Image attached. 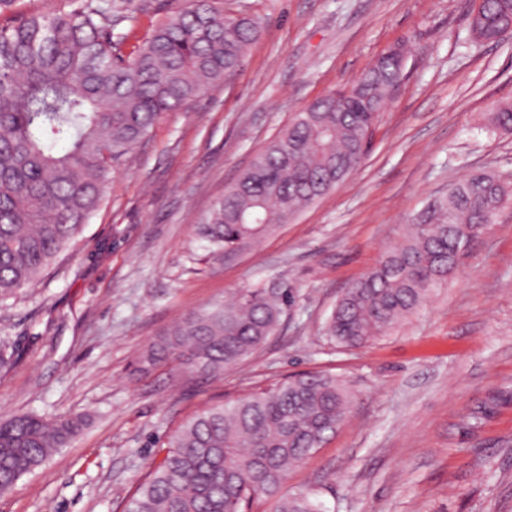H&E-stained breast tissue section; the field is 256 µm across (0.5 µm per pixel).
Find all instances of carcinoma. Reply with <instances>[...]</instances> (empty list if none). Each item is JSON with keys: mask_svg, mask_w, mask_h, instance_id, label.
I'll use <instances>...</instances> for the list:
<instances>
[{"mask_svg": "<svg viewBox=\"0 0 512 512\" xmlns=\"http://www.w3.org/2000/svg\"><path fill=\"white\" fill-rule=\"evenodd\" d=\"M123 21L112 0H80L70 11L0 23V296L40 277L98 209L114 164L168 113L233 77L260 30L212 0H191L127 55L113 34ZM511 26L512 0H483L470 22L478 43ZM402 73L399 55L381 57L350 90L295 113L257 149L197 225L210 260L271 234L356 171ZM487 129L512 131V100L495 105ZM58 142L65 148L55 152ZM510 197L512 185L492 172L449 185L345 288L325 334L348 348L387 335L447 282L457 249ZM290 303L286 288H242L191 312L139 364L178 358L220 375L276 334ZM353 402L342 380L309 372L209 407L169 438L124 512H248L254 499L274 497L275 512H319L305 494L278 493L290 470L336 433ZM80 425L79 418L29 414L1 419L0 494L46 463Z\"/></svg>", "mask_w": 512, "mask_h": 512, "instance_id": "carcinoma-1", "label": "carcinoma"}]
</instances>
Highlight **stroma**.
Returning a JSON list of instances; mask_svg holds the SVG:
<instances>
[{
	"mask_svg": "<svg viewBox=\"0 0 512 512\" xmlns=\"http://www.w3.org/2000/svg\"><path fill=\"white\" fill-rule=\"evenodd\" d=\"M131 52L187 0H116ZM261 34L230 80L168 113L118 163L101 206L40 278L0 298V418L79 416L71 443L0 496V512H123L186 418L307 373L355 395L280 494L324 512H512V199L417 312L361 348L324 326L344 288L449 183L512 181V33L475 43L473 0H217ZM394 46L404 78L357 171L260 244L208 262L196 225L293 112L351 86ZM288 288L279 332L221 375L139 356L186 313L265 282ZM487 129L512 131V100L499 101L488 119Z\"/></svg>",
	"mask_w": 512,
	"mask_h": 512,
	"instance_id": "obj_1",
	"label": "stroma"
}]
</instances>
